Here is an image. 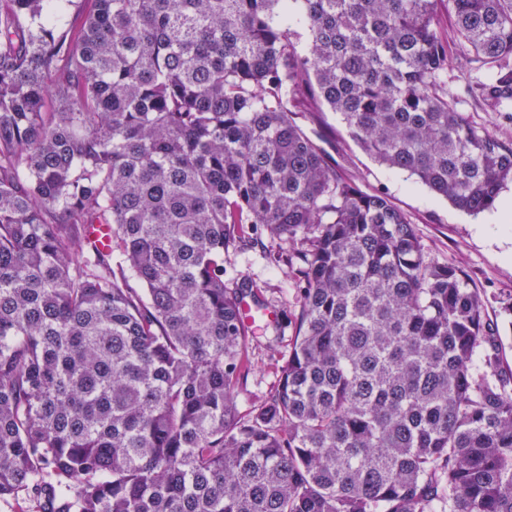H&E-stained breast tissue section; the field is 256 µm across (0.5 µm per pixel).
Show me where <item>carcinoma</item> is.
<instances>
[{
  "mask_svg": "<svg viewBox=\"0 0 512 512\" xmlns=\"http://www.w3.org/2000/svg\"><path fill=\"white\" fill-rule=\"evenodd\" d=\"M88 2L0 0V500L512 512V369L478 294L292 119L324 103L379 162L491 208L512 147L448 97L442 23L508 112L512 0ZM259 224L302 286L279 382L242 410L258 293L224 254Z\"/></svg>",
  "mask_w": 512,
  "mask_h": 512,
  "instance_id": "cac0c4a2",
  "label": "carcinoma"
}]
</instances>
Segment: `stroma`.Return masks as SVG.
Returning <instances> with one entry per match:
<instances>
[{"label": "stroma", "mask_w": 512, "mask_h": 512, "mask_svg": "<svg viewBox=\"0 0 512 512\" xmlns=\"http://www.w3.org/2000/svg\"><path fill=\"white\" fill-rule=\"evenodd\" d=\"M487 79V68L474 62L472 53L458 40H449L448 90L457 97L459 109L473 126L512 147V112L493 109L468 91L470 85ZM296 121L333 159L342 178L352 181L362 192L384 194L407 216L426 261L460 271L480 296L485 319L498 332L500 356L505 365L512 367V222L495 223L489 210L461 211L409 172L379 163L352 138L341 115L326 105L310 106L308 111L297 113ZM240 274L257 283L266 306L283 312L293 302L297 277L285 263L281 242L266 229H259L252 247L225 253V280ZM255 336L259 347L254 367L246 388L237 396L242 409L280 378L282 359L265 347L272 336L265 321H258Z\"/></svg>", "instance_id": "obj_1"}]
</instances>
